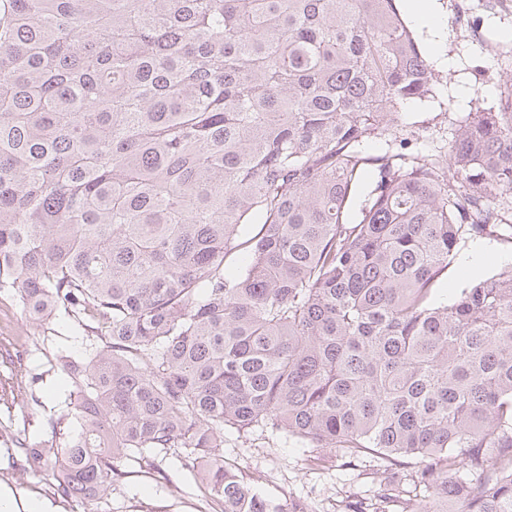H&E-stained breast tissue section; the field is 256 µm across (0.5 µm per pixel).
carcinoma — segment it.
Returning <instances> with one entry per match:
<instances>
[{"label": "carcinoma", "instance_id": "1", "mask_svg": "<svg viewBox=\"0 0 512 512\" xmlns=\"http://www.w3.org/2000/svg\"><path fill=\"white\" fill-rule=\"evenodd\" d=\"M433 97L396 0H0V290L88 329L79 432L16 439L54 495L171 453L220 512H313L224 460L259 429L378 459L343 512H512V271L435 288L512 245V85L445 160L364 154ZM475 243H482L489 247V250L498 253L500 255H507L512 257V251L510 246L502 243L500 240L494 237L486 238H470L462 242L457 249L454 251V256L448 265V277L444 278L436 288L439 289V294L442 298H448V302L453 297L456 289L462 288L468 280L473 278L483 277L487 274L498 272L504 266L512 267V261L510 263H495L490 262L485 264L481 271L473 278L463 277L460 273V268L463 262L470 260L473 255V246Z\"/></svg>", "mask_w": 512, "mask_h": 512}]
</instances>
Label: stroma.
Instances as JSON below:
<instances>
[{"mask_svg":"<svg viewBox=\"0 0 512 512\" xmlns=\"http://www.w3.org/2000/svg\"><path fill=\"white\" fill-rule=\"evenodd\" d=\"M434 25L409 22L436 80L434 99L397 109L396 134L406 150L444 155L468 113L496 105L499 85L512 79V2L502 8L487 0H432ZM88 341L84 329L65 313L44 323L32 322L11 292L0 291V381L21 387L17 399L0 401V491L19 501L46 502L52 512H84L81 504L53 494L48 477L33 467L15 468L9 449L17 434L47 440L52 427L73 435L66 419L71 385L57 357L81 358ZM224 458L235 464L268 496L302 498L315 512H336L341 501L372 497L377 461L366 456L332 467L309 465L292 440L257 431L238 437L224 433ZM163 476L143 473L138 464L125 466L124 478L112 492L110 512H200V491L193 477L173 458L163 462Z\"/></svg>","mask_w":512,"mask_h":512,"instance_id":"stroma-1","label":"stroma"}]
</instances>
